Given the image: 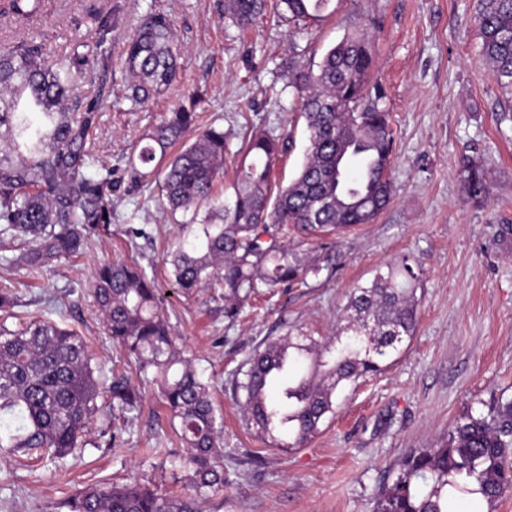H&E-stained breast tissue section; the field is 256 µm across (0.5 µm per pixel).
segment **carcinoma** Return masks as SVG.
<instances>
[{
	"instance_id": "1",
	"label": "carcinoma",
	"mask_w": 512,
	"mask_h": 512,
	"mask_svg": "<svg viewBox=\"0 0 512 512\" xmlns=\"http://www.w3.org/2000/svg\"><path fill=\"white\" fill-rule=\"evenodd\" d=\"M330 0H277L295 26L323 19ZM267 0H228L240 25L263 14ZM482 61L500 84L512 86V0H482L476 16ZM180 47L168 16L145 14L126 42L122 64L134 79L130 98L142 103L179 83ZM373 66L365 33L355 31L331 47L316 73L292 69L291 84L307 117L309 145L296 177L270 196L272 168L286 150L278 137L251 139V161L241 166L235 200L214 194L224 174V130L209 126L191 141L196 114L178 108L149 131L120 175L95 160L93 131L102 94L80 97L78 82L93 69L91 55L76 48L49 63L42 45L19 41L0 47V235L24 236L21 257L38 269L83 253L91 233L112 223V191L122 182L140 186L157 156L183 141L166 167L163 206L197 217L170 251L174 283L189 294L221 273L228 314L262 287L289 288L317 278L326 266L279 242L270 227L291 224L306 237L371 224L393 196L394 150L390 113L381 86L367 88ZM467 194L486 195L483 172L466 170ZM419 277L403 259L356 285L340 316L336 341L283 336L248 360L244 407L251 424L278 448L304 445L334 412L336 393L380 370L379 362L414 336ZM92 292L112 342L134 359L143 380L156 385L171 419L179 421L194 494L166 497L137 483L93 486L69 503L70 512H200L201 497L224 486L222 423L206 384L172 336L154 281L132 263L111 261L94 273ZM97 381L85 340L53 322L37 320L11 330L0 323V448L31 460L69 454L84 435L95 408ZM112 406L133 411L139 392L119 376L108 386ZM479 493L490 504L512 491V400L487 413H467L433 448L413 451L377 503V512H450L448 489Z\"/></svg>"
}]
</instances>
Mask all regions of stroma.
Listing matches in <instances>:
<instances>
[{
    "label": "stroma",
    "mask_w": 512,
    "mask_h": 512,
    "mask_svg": "<svg viewBox=\"0 0 512 512\" xmlns=\"http://www.w3.org/2000/svg\"><path fill=\"white\" fill-rule=\"evenodd\" d=\"M332 11L299 32L275 9L243 27L226 0H41L23 18L0 10V43H42L52 57L76 47L109 57L112 74L88 76L106 105L95 130L97 162L125 167L143 133L168 112L194 107L201 125L224 131L225 202L249 137L287 138L272 189L296 176L307 123L288 79L289 64L317 70L347 32L366 29L374 65L367 85H382L395 149L391 204L370 224L338 235L335 267L299 288L248 299L226 313L223 289L202 283L191 295L174 286L167 249L189 215L162 204L163 167L113 196L112 223L93 233L82 255L40 269L20 262L22 241L0 236V286L17 305L9 327L47 319L89 345L101 385L126 376L142 392L138 410L113 408L101 395L81 450L24 464L0 448V512H69L82 489L132 480L172 496L192 494L186 454L158 393L106 335L87 293L96 268L124 260L154 278L174 335L183 343L223 417L224 488L202 512H375L380 489L411 451L430 447L465 412L512 398V90L480 60L475 17L480 0H332ZM166 14L182 47L177 86L144 105L128 99L121 64L127 37L147 12ZM114 18L100 39L98 20ZM480 164L489 193L470 198L464 161ZM411 257L423 273L415 335L381 371L347 384L336 412L299 448H275L250 425L235 381L249 353L288 334L335 339L351 289L386 264Z\"/></svg>",
    "instance_id": "stroma-1"
}]
</instances>
